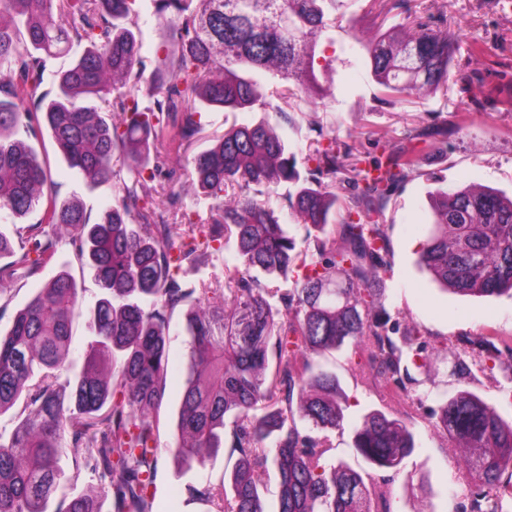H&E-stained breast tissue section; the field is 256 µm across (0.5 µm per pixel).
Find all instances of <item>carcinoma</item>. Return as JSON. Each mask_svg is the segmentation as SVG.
<instances>
[{
  "label": "carcinoma",
  "mask_w": 512,
  "mask_h": 512,
  "mask_svg": "<svg viewBox=\"0 0 512 512\" xmlns=\"http://www.w3.org/2000/svg\"><path fill=\"white\" fill-rule=\"evenodd\" d=\"M161 54L150 72L135 32L136 0H0V215L20 219L40 206L42 224L19 237L20 254L0 231V284L17 271L36 275L67 237L77 262L101 289L88 314L82 288L62 271L0 331V415L17 423L0 433V512H153L160 409L169 368L173 313L188 304L187 386L173 459L204 466L228 445L236 458L225 482L190 487L210 512H267L260 487L279 480L275 512H391L393 490L334 459L329 439L300 432L343 426L340 379L320 362L356 346L366 363L353 370L376 387L407 391L409 364L424 366L420 332L385 307L389 238L381 223L391 195L421 164L400 148L368 166L343 164L336 138L307 156L265 122L233 126L194 159L195 190L216 200L208 222L180 225L147 200L172 143L202 131L201 110L249 112L281 82L300 92L318 80L317 47L336 30L348 0H155ZM370 12L396 24L379 38L351 39L364 51L372 80L392 99L448 90L456 44L434 17L399 0H370ZM75 54L54 91H40L48 59ZM150 97L141 106V92ZM101 102L99 106L87 104ZM48 129L67 165L92 183L112 182L115 204L95 222L76 202L60 200L46 162L23 138ZM343 181L354 190L338 230L326 231ZM291 185L285 210L312 226L301 259L282 210L249 190ZM418 264L459 295L512 297V197L475 185L440 188ZM222 225L236 251L225 279L188 286L182 264L201 265ZM341 243H336V240ZM291 280L281 290L252 271ZM86 316L83 370L59 381L74 322ZM478 360L512 359V346L480 340ZM421 405L374 409L352 425L357 454L371 467L395 469L415 448ZM433 428L472 450L458 466L473 512H512V422L479 394L462 389L438 400ZM88 474L100 496L58 488Z\"/></svg>",
  "instance_id": "obj_1"
}]
</instances>
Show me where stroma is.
<instances>
[{
    "mask_svg": "<svg viewBox=\"0 0 512 512\" xmlns=\"http://www.w3.org/2000/svg\"><path fill=\"white\" fill-rule=\"evenodd\" d=\"M427 13L445 14V29L457 37L458 51L452 67L468 66L486 72L484 83L473 84L469 92L449 85L447 95H414L401 101H384L367 70L348 53L350 33L336 29L319 48L331 56V68L320 75L316 98L300 102L296 125L286 128L279 112L257 108L251 112L203 110L204 130L187 148H172L163 158L161 171L151 185L155 204L168 214L182 212L208 215L212 202L194 193L190 179L193 161L206 150L213 135L232 125L265 120L285 130L288 140L299 148L316 146L319 130L334 132L353 156L368 160L378 155L385 143L404 146L413 143L422 157L417 176L389 199L385 223L390 238L391 278L388 282L389 312L417 323L427 333L425 368H411L410 395L422 397L423 410L436 405L439 396H452L466 388L483 396L498 413L512 419V383L506 377L512 365L496 368L494 378L482 373L468 377L454 370V358L444 353L446 341L512 338V299L502 297H460L440 289L431 275L417 263V252L431 221V195L442 187L476 184L512 195V8H501L497 0H409ZM489 98L481 111L469 109L474 98ZM437 129L445 133L448 150L432 154L421 133ZM40 159L46 160L63 199L80 202L90 218H97L115 202L111 183H88L59 155L49 132L29 137ZM182 189L179 201H171V186ZM70 245L59 243L56 259L33 277L0 284V329H8L15 313L62 268H69L83 289V306L91 308L100 288L91 272L73 262ZM181 314H174L169 330V370L161 409L158 472L155 481L154 512H209L204 502L192 499L189 486L222 481L230 475L235 460L227 450L212 455L204 467L183 469L168 455L173 442L176 413L185 390L187 344ZM349 349L324 358L336 371L344 394L348 422L359 421L370 410L380 408L374 390L354 378L349 370ZM416 451L404 459L398 470L385 471L395 491L394 512H459L466 487L449 462L448 451L456 444L452 436L433 433L425 418L415 425Z\"/></svg>",
    "mask_w": 512,
    "mask_h": 512,
    "instance_id": "35a3bbf8",
    "label": "stroma"
}]
</instances>
